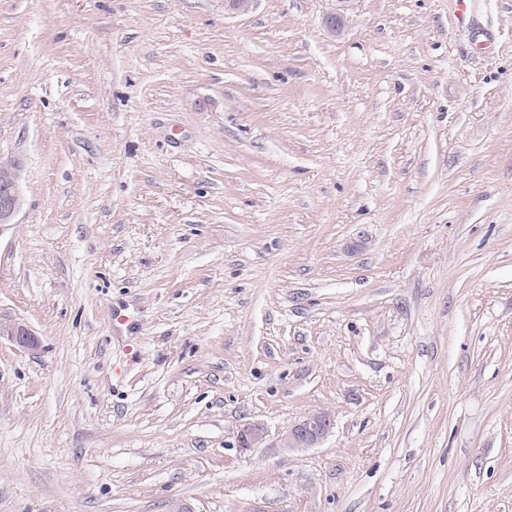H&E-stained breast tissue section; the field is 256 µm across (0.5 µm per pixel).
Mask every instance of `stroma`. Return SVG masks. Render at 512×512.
Listing matches in <instances>:
<instances>
[{
  "instance_id": "1",
  "label": "stroma",
  "mask_w": 512,
  "mask_h": 512,
  "mask_svg": "<svg viewBox=\"0 0 512 512\" xmlns=\"http://www.w3.org/2000/svg\"><path fill=\"white\" fill-rule=\"evenodd\" d=\"M0 153V512H512V0H0ZM22 173L23 165L19 158L0 153V227L15 223L23 208ZM0 336H11L21 347L35 348L38 345V339L30 329L18 322H5L0 317ZM333 417L326 411L309 413L294 423L283 434L281 447L287 451L315 448L330 433Z\"/></svg>"
}]
</instances>
